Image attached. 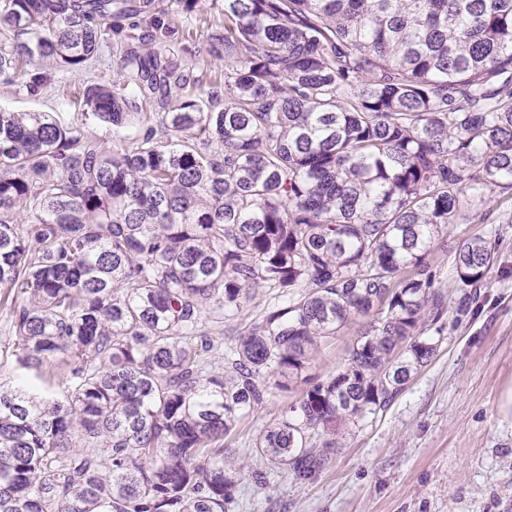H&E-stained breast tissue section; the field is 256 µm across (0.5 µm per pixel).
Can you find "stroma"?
I'll return each instance as SVG.
<instances>
[{
  "label": "stroma",
  "instance_id": "35a3bbf8",
  "mask_svg": "<svg viewBox=\"0 0 512 512\" xmlns=\"http://www.w3.org/2000/svg\"><path fill=\"white\" fill-rule=\"evenodd\" d=\"M166 21L173 30L168 48L178 62L203 85L223 84V61L205 51L208 35L224 22L222 12L189 19L170 15ZM40 69L52 79L35 94L0 82V108L49 112L75 125L82 119L84 88L114 78L106 54L76 73L49 60ZM472 237L494 241L496 261L476 289V307L462 311L464 291L457 286L454 264ZM426 262L448 304L442 320L422 325L424 338L436 346L429 362L383 411L342 426L323 469L306 479L269 472L254 449L266 425L300 396L295 386L273 390L268 402L224 439V463L239 477L224 512H512V418L499 410L512 388V199L502 195L471 209L436 238ZM10 323L8 308L0 305V385L5 387L36 379L15 362ZM364 323L354 318L324 339L310 375L324 379L341 372ZM258 471L267 473L266 485L255 483Z\"/></svg>",
  "mask_w": 512,
  "mask_h": 512
}]
</instances>
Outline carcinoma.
Here are the masks:
<instances>
[{"mask_svg":"<svg viewBox=\"0 0 512 512\" xmlns=\"http://www.w3.org/2000/svg\"><path fill=\"white\" fill-rule=\"evenodd\" d=\"M218 3L224 91L173 103L190 69L160 19ZM105 24L119 80L85 87L81 123L0 109L13 356L68 367L61 396L0 390V512H224V437L272 389L306 385L256 451L308 478L337 424L387 407L434 355L422 317L447 304L424 256L512 190V0H0V79L22 61L85 67ZM494 261L469 239L457 287ZM264 287L234 343L205 329ZM356 316L346 368L306 375ZM275 292L270 288H258L255 298L247 305L241 315V322L249 326L258 323L262 319L264 309L267 305V299L272 297Z\"/></svg>","mask_w":512,"mask_h":512,"instance_id":"obj_1","label":"carcinoma"}]
</instances>
